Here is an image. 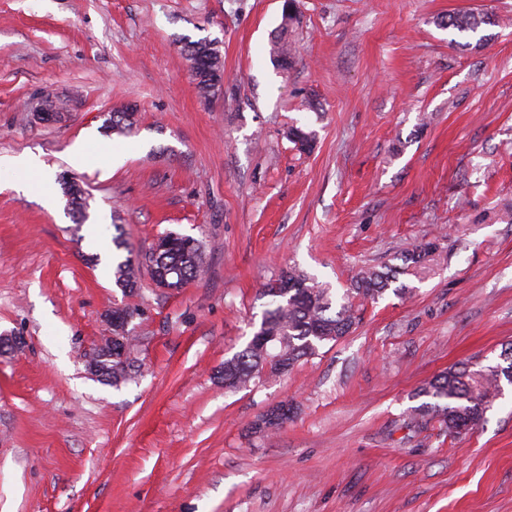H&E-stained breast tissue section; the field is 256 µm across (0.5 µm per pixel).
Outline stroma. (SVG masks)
Returning <instances> with one entry per match:
<instances>
[{
    "label": "stroma",
    "mask_w": 512,
    "mask_h": 512,
    "mask_svg": "<svg viewBox=\"0 0 512 512\" xmlns=\"http://www.w3.org/2000/svg\"><path fill=\"white\" fill-rule=\"evenodd\" d=\"M281 0H0V512H512V387L473 430L411 419L448 367L512 343V0H299L295 63L269 57ZM489 12L480 33L440 27ZM218 39L224 82L201 98L186 42ZM36 97L61 121L32 120ZM137 107L132 136L102 125ZM315 131L313 152L284 135ZM87 163H68L78 142ZM40 170V171H41ZM80 180L72 219L60 175ZM135 254L201 239L203 272L169 290L112 280ZM405 295L280 378L225 390L266 283L299 267L335 291L401 265ZM141 309L136 381L86 367L113 307ZM295 415L269 435L273 406ZM290 408L278 407L256 419L250 429L253 433L268 434L278 431L288 422Z\"/></svg>",
    "instance_id": "obj_1"
}]
</instances>
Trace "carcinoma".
<instances>
[{
  "mask_svg": "<svg viewBox=\"0 0 512 512\" xmlns=\"http://www.w3.org/2000/svg\"><path fill=\"white\" fill-rule=\"evenodd\" d=\"M297 22V15L282 20L272 40V56L277 67L286 70L292 66L293 50L288 43V32ZM486 24L484 14L452 13L440 21L445 28L460 32L475 31ZM192 62L194 79L201 96L211 97L221 88L224 80V61L212 40H198L185 45ZM135 113L117 109L104 121V129L118 137L133 130ZM287 138L303 152H311L315 133L299 126H290ZM63 194L69 196L73 214L80 221L86 218L87 202L82 187L74 180H60ZM167 239L162 249L150 248L142 258L127 256L112 266L116 287L127 295L139 290L141 267L147 266L151 279L159 288L178 289L196 278L204 269L205 250L202 241L189 235H163ZM397 282V271L391 267L371 268L362 272L353 282L343 301L333 297L330 290L314 278L290 268L270 280L263 295L270 298L257 330L245 347L224 361L218 371L224 387L237 390L267 374L279 376L291 370L299 361L317 354L329 342L347 336L355 323L350 297L375 301L387 290L402 295L405 288H392ZM140 315V309L125 305L112 310V334L133 341L129 325ZM109 345L96 347L90 361L99 366V380L119 386L133 379L137 373L131 358L133 347H128L125 358L106 359ZM502 362L482 364L464 363L454 366L427 382L420 394L434 399L418 408L415 423L426 425L435 420L450 434H459L484 421L486 412L502 392V382L512 373V344L502 349ZM290 408L278 407L259 417L251 424L253 433L275 432L288 422Z\"/></svg>",
  "mask_w": 512,
  "mask_h": 512,
  "instance_id": "carcinoma-1",
  "label": "carcinoma"
}]
</instances>
